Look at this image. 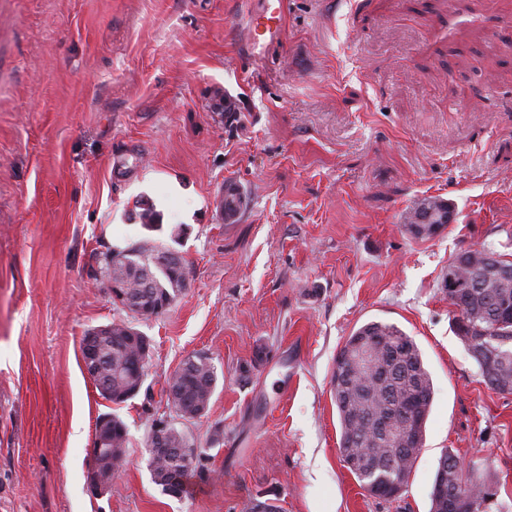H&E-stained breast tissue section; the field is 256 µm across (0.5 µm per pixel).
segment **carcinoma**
<instances>
[{
	"label": "carcinoma",
	"instance_id": "1",
	"mask_svg": "<svg viewBox=\"0 0 512 512\" xmlns=\"http://www.w3.org/2000/svg\"><path fill=\"white\" fill-rule=\"evenodd\" d=\"M247 205V195L240 186L229 182L224 187V220L230 221ZM418 205L431 211L427 230L429 238L447 227L448 209L442 200L427 197ZM140 209L141 224L152 230L162 229V219L152 204L135 202ZM496 257L504 267L512 261L490 246L468 247L450 260L456 267L458 288L448 295H458L462 307L455 312V330L468 344L473 334L486 330L487 351L472 356L479 366L484 383L499 393H512V318L505 311L512 309V277L505 278L489 269L487 258ZM96 263L123 294L138 299L136 314L144 319L167 310L186 285V269L179 265L182 257L163 247L147 248L134 244L124 249H108L94 255ZM127 322H112V335L102 338L99 352L101 379L112 390V402L124 403L138 395L140 376L133 367V356L148 340L142 333L126 334ZM365 338L381 340L379 360L384 371L366 375L348 366L347 357L355 343ZM217 383L214 367L208 358L199 356L185 363L166 380L162 389L167 402L178 410L195 412L208 406ZM332 397L336 404L341 434L339 452L347 469L357 478L360 487L371 496L390 483L408 481L414 463L423 447L425 424L433 403V382L415 342L398 326L371 321L348 336L341 346L331 376ZM421 394L422 407L416 415H403L402 404ZM386 421L396 435L386 436L379 424ZM127 445L125 423L112 417L111 452L100 458L102 477L108 478L123 465ZM196 449L183 429L172 426L163 447L149 460L154 482L169 493L170 479L181 478L196 471ZM442 462L448 464V494L431 500L430 512H492L482 508L483 487L464 477L461 460L445 451Z\"/></svg>",
	"mask_w": 512,
	"mask_h": 512
}]
</instances>
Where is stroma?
<instances>
[{"label": "stroma", "mask_w": 512, "mask_h": 512, "mask_svg": "<svg viewBox=\"0 0 512 512\" xmlns=\"http://www.w3.org/2000/svg\"><path fill=\"white\" fill-rule=\"evenodd\" d=\"M259 0H0V512H429L443 450L512 512V394L483 382L454 329L448 263L512 255V0H286L283 45L248 54ZM248 206L224 220V184ZM455 221L404 218L425 197ZM150 200L161 229L145 228ZM179 238H171L172 227ZM146 242L186 286L143 319L94 253ZM125 320L149 337L144 393L117 405L81 339ZM412 336L434 399L398 499L339 454L330 378L370 321ZM216 368L196 493L157 486L147 447L166 378ZM126 425L111 493L88 476L96 427ZM442 200L435 197H427L420 200L417 205L423 207L424 209L430 210L431 215L428 223H420L426 224L425 228H427L426 232L423 234L416 235L421 238H429L438 231L445 229L447 224H452L455 219V212L452 206L448 203V207L445 208L442 204ZM435 227L431 230L432 227Z\"/></svg>", "instance_id": "35a3bbf8"}]
</instances>
